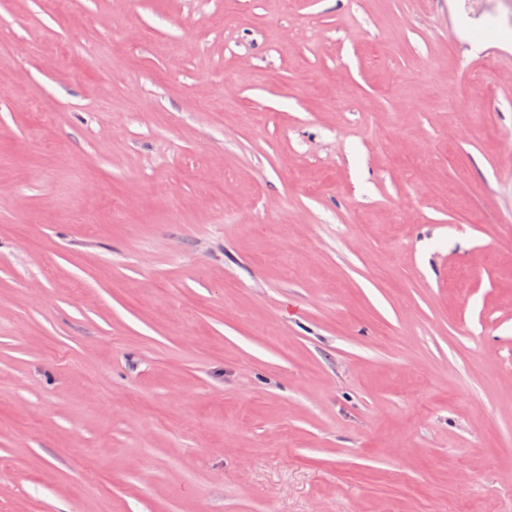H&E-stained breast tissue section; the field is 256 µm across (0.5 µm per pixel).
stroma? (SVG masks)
Masks as SVG:
<instances>
[{
    "mask_svg": "<svg viewBox=\"0 0 512 512\" xmlns=\"http://www.w3.org/2000/svg\"><path fill=\"white\" fill-rule=\"evenodd\" d=\"M0 512H512V0H0Z\"/></svg>",
    "mask_w": 512,
    "mask_h": 512,
    "instance_id": "35a3bbf8",
    "label": "stroma"
}]
</instances>
